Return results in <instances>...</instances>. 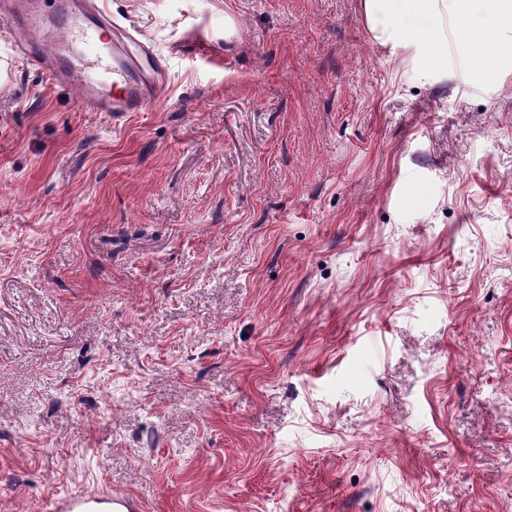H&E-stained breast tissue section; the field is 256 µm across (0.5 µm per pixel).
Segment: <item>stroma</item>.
<instances>
[{"mask_svg":"<svg viewBox=\"0 0 512 512\" xmlns=\"http://www.w3.org/2000/svg\"><path fill=\"white\" fill-rule=\"evenodd\" d=\"M84 111L0 37V512H512V69L362 0H103ZM47 512H141L143 503L123 493L59 495L49 500Z\"/></svg>","mask_w":512,"mask_h":512,"instance_id":"1","label":"stroma"}]
</instances>
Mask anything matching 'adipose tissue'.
I'll list each match as a JSON object with an SVG mask.
<instances>
[{"label": "adipose tissue", "mask_w": 512, "mask_h": 512, "mask_svg": "<svg viewBox=\"0 0 512 512\" xmlns=\"http://www.w3.org/2000/svg\"><path fill=\"white\" fill-rule=\"evenodd\" d=\"M363 7L384 41L421 40L431 62H442L444 43L470 45L476 80H492L512 63V0H363Z\"/></svg>", "instance_id": "1"}]
</instances>
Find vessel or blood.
<instances>
[{"label":"vessel or blood","instance_id":"vessel-or-blood-1","mask_svg":"<svg viewBox=\"0 0 512 512\" xmlns=\"http://www.w3.org/2000/svg\"><path fill=\"white\" fill-rule=\"evenodd\" d=\"M5 29L19 58L38 68L54 85H78L88 112L142 111L159 98L165 64L97 0H22L8 11ZM142 502L123 493L60 495L46 512H142Z\"/></svg>","mask_w":512,"mask_h":512}]
</instances>
